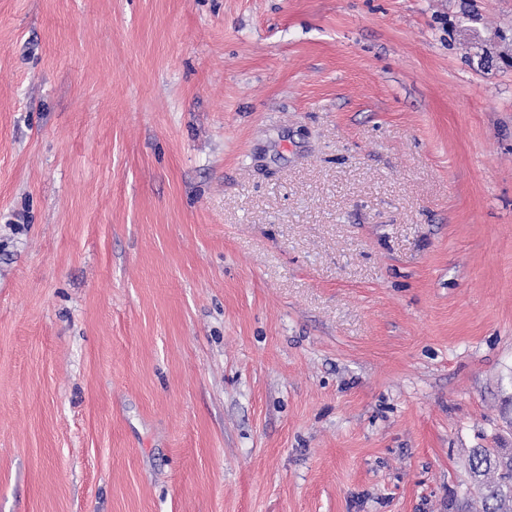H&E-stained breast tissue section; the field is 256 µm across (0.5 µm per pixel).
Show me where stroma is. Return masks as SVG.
Instances as JSON below:
<instances>
[{"label": "stroma", "mask_w": 512, "mask_h": 512, "mask_svg": "<svg viewBox=\"0 0 512 512\" xmlns=\"http://www.w3.org/2000/svg\"><path fill=\"white\" fill-rule=\"evenodd\" d=\"M512 448V0H0V512H483ZM472 473L479 494L485 500V512L512 511V452L507 448H477ZM493 473L494 479L485 476Z\"/></svg>", "instance_id": "35a3bbf8"}]
</instances>
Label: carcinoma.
<instances>
[{
  "instance_id": "carcinoma-1",
  "label": "carcinoma",
  "mask_w": 512,
  "mask_h": 512,
  "mask_svg": "<svg viewBox=\"0 0 512 512\" xmlns=\"http://www.w3.org/2000/svg\"><path fill=\"white\" fill-rule=\"evenodd\" d=\"M471 466L478 492L485 500V512H512V452L479 448Z\"/></svg>"
}]
</instances>
